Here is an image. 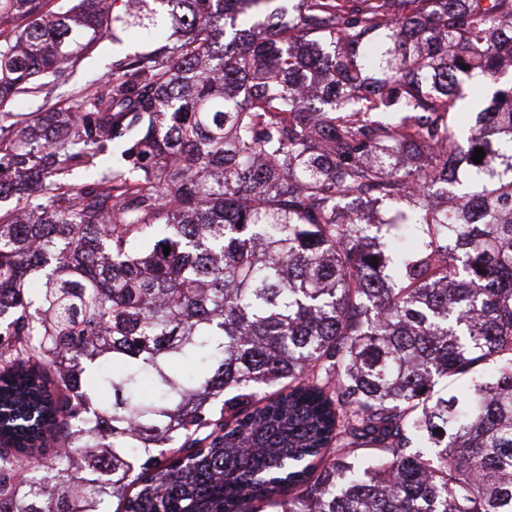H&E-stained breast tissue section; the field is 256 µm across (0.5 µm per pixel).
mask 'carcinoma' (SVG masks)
I'll return each mask as SVG.
<instances>
[{
    "mask_svg": "<svg viewBox=\"0 0 512 512\" xmlns=\"http://www.w3.org/2000/svg\"><path fill=\"white\" fill-rule=\"evenodd\" d=\"M116 2L0 0V108L173 34L0 113V512H512V0ZM121 41H112L111 37L104 38L97 48L86 57L79 66L73 71L63 74L55 84H60L52 97L49 98V107L65 108L70 103L66 96L62 95L69 90H78L90 85L100 87L103 85L104 78L109 75L112 66L122 62L125 58L138 53L150 52L153 49L164 45L171 46V42L166 39L165 33L157 34L153 41L146 43L129 33L125 36L116 32ZM390 208L386 204L374 203L365 211V218L372 224L379 226L372 228V234L377 235L381 240H386L394 231L388 224H381L383 219L390 215Z\"/></svg>",
    "mask_w": 512,
    "mask_h": 512,
    "instance_id": "1",
    "label": "carcinoma"
}]
</instances>
